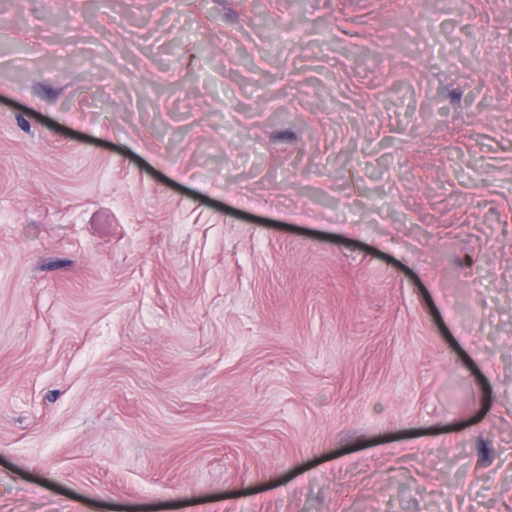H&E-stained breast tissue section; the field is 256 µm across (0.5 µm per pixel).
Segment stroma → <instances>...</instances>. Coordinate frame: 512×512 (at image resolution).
<instances>
[{
	"mask_svg": "<svg viewBox=\"0 0 512 512\" xmlns=\"http://www.w3.org/2000/svg\"><path fill=\"white\" fill-rule=\"evenodd\" d=\"M0 512H512V0H0Z\"/></svg>",
	"mask_w": 512,
	"mask_h": 512,
	"instance_id": "1",
	"label": "stroma"
}]
</instances>
